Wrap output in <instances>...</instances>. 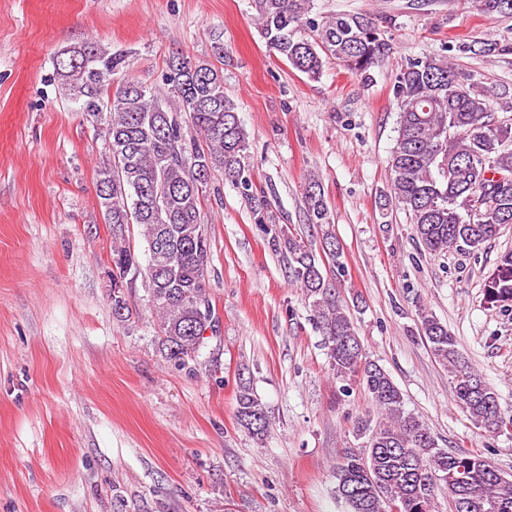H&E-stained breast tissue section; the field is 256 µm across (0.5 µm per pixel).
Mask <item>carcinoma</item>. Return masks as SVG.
Here are the masks:
<instances>
[{"mask_svg":"<svg viewBox=\"0 0 512 512\" xmlns=\"http://www.w3.org/2000/svg\"><path fill=\"white\" fill-rule=\"evenodd\" d=\"M485 14H512V0H475ZM257 23L270 49L295 70L319 79L334 60L349 73L370 79L391 46L373 19L336 13L318 20L313 0H255ZM460 51L488 57L499 51L487 39L460 45ZM126 57L86 42L54 63L65 96L104 124L112 160L98 170L97 191L112 225V310L120 321L129 305L127 277L144 275L149 308L161 332L165 359L184 367L208 347L206 332L217 320L207 292L211 240L204 224V185L220 171L252 188L243 176L249 134L238 105L224 92V74L206 60H170L164 85L178 99L176 109L145 86L125 81L115 87L102 75L117 73ZM398 108L397 135L389 158V193L413 224L424 250L475 251L512 224V123L494 117L475 75L446 55L408 59L393 81ZM205 146L187 141L183 115ZM306 221L325 228L317 250L280 228L274 250L288 256L291 279L303 288L312 320L322 332L333 374L355 380L381 420L354 424L362 446L336 464V493L350 512H436L439 486L448 490L450 512H512V478L475 451L439 447L430 429L405 409L391 375L365 356L349 306L336 296L332 274L345 266L319 176L303 185ZM130 224L140 228L147 265L126 245ZM491 307L512 305V250L503 252L483 285ZM420 329L434 358L448 367L456 403L490 433L512 425L497 395L457 347L455 337L431 311L419 313ZM237 422L256 437L268 422L249 385L235 395Z\"/></svg>","mask_w":512,"mask_h":512,"instance_id":"obj_1","label":"carcinoma"}]
</instances>
